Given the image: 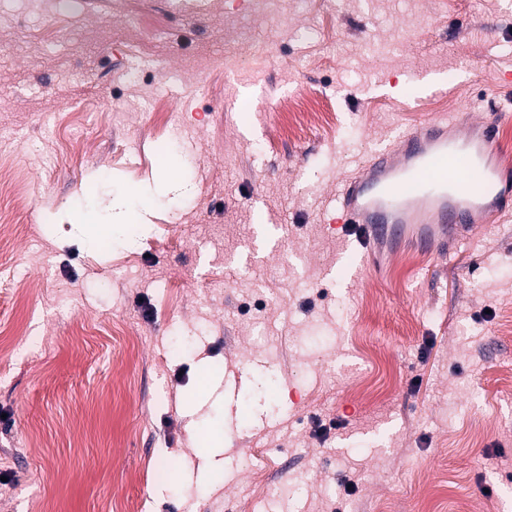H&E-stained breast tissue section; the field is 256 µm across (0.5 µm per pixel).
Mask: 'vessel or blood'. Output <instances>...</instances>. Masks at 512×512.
I'll return each instance as SVG.
<instances>
[{"instance_id": "1", "label": "vessel or blood", "mask_w": 512, "mask_h": 512, "mask_svg": "<svg viewBox=\"0 0 512 512\" xmlns=\"http://www.w3.org/2000/svg\"><path fill=\"white\" fill-rule=\"evenodd\" d=\"M497 119L462 116L425 119L397 145L372 153L358 173L336 188L342 227H355L357 254L403 230L406 241L432 239L437 225L449 232L512 218V170L499 163ZM481 182L471 189L466 176Z\"/></svg>"}]
</instances>
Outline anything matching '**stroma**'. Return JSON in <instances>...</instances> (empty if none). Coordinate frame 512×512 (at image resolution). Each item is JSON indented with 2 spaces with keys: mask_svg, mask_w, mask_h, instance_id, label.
<instances>
[{
  "mask_svg": "<svg viewBox=\"0 0 512 512\" xmlns=\"http://www.w3.org/2000/svg\"><path fill=\"white\" fill-rule=\"evenodd\" d=\"M203 2L0 0V512H512V220L349 285L330 224L423 117L512 155V0ZM309 89L335 130L280 134ZM76 221V224L87 232V235L84 236L88 240H93L100 236L112 235V224H104L98 221L94 214L88 209L80 211L77 214Z\"/></svg>",
  "mask_w": 512,
  "mask_h": 512,
  "instance_id": "stroma-1",
  "label": "stroma"
}]
</instances>
